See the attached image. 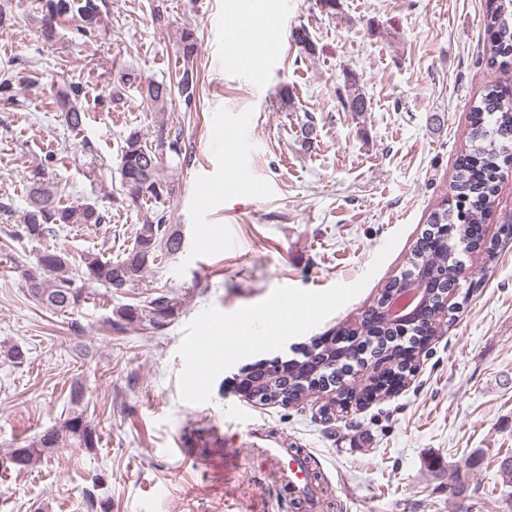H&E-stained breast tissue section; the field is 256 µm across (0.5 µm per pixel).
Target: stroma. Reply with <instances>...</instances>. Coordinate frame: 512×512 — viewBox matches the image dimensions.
<instances>
[{
  "label": "stroma",
  "instance_id": "obj_1",
  "mask_svg": "<svg viewBox=\"0 0 512 512\" xmlns=\"http://www.w3.org/2000/svg\"><path fill=\"white\" fill-rule=\"evenodd\" d=\"M4 2L17 22L0 31V72L14 65L26 106L0 108V241L19 224L37 179L63 202H95L112 217L0 249V344L27 351L22 364L0 363V452L61 423L75 384L100 438L97 448H62L23 472H0V512H85L90 494L111 512H295L301 492L272 480L250 454L251 429L310 456L321 473L311 489L316 512H512V484L499 471L512 455V237L498 235L512 212V169L486 220L499 239L496 258L419 355L409 385L329 422L318 415L325 394L284 406L236 391L245 365L293 357L295 347L357 321L407 268L430 212L452 200L471 104L488 84L512 89V72L486 64L487 0H336L332 12L316 0H270L282 17L270 35L275 48L264 68L234 72L224 55L244 43L225 0H108L109 30L85 42L72 21L44 40L38 0ZM299 26L315 54L295 43ZM185 27L198 38L199 87L195 104L174 99L164 118L187 148L173 193L137 208L113 203L124 137L135 129L156 140L159 120L139 82L182 68L176 37ZM121 69L136 82L95 107ZM33 70L36 85L27 82ZM60 75L83 88L81 129L44 107ZM352 78L366 111L341 104ZM284 92L291 107L280 102ZM238 161L250 175L236 178ZM101 167L110 171L102 181L94 176ZM202 180L212 185L203 205ZM157 206L183 246L158 257L141 282L90 289L64 314L28 294L21 272L43 249L121 258ZM165 291L180 312L163 330L109 327L115 307ZM284 295L315 315L252 349L231 334L207 338V316L261 315ZM196 369L206 393L193 401L186 385ZM475 453L477 465L466 466Z\"/></svg>",
  "mask_w": 512,
  "mask_h": 512
}]
</instances>
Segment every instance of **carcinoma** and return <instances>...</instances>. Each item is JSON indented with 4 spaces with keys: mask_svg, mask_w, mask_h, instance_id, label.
<instances>
[{
    "mask_svg": "<svg viewBox=\"0 0 512 512\" xmlns=\"http://www.w3.org/2000/svg\"><path fill=\"white\" fill-rule=\"evenodd\" d=\"M41 35L49 39L58 27L68 18L78 15L82 24L76 26L79 36L91 39L99 36L107 25L109 10L106 0H39ZM487 30L491 32L486 52L490 65L502 70L512 68V0L509 5L490 9L486 17ZM177 46L185 61L193 59L198 50L193 30L184 28L178 32ZM197 79L192 69L185 67L176 76V82L150 80L142 86L141 97L153 112L162 116L172 101L173 92L183 97L185 105L195 100ZM82 87L73 82L62 81L53 85L49 105L64 113L65 121L74 130L83 126L86 113L81 105ZM0 104L6 108L19 105L12 76L5 71L0 75ZM344 106L351 112L367 111L365 94L356 80L346 86ZM470 132L464 152L455 166L451 190L456 199V210L442 207L429 216L431 224H447L448 246L459 243L469 244L471 225L482 224L494 206L500 189V158L505 145L512 141V105L505 101L502 86H488L481 98L474 102L469 113ZM182 130H172L167 124L160 125L158 143L151 146L143 140L140 132L133 130L125 137L121 146L120 176L122 200L138 207L150 200L156 202L172 193V181L168 171L175 170L173 163L182 156ZM110 220L109 210L100 209L86 202L61 203L55 198L51 188L34 182L28 193L27 206L23 210L21 224L8 234V240L0 245L10 247L12 241H41L64 227L79 228L99 226ZM182 238L165 224L164 216L156 214L145 219L135 233L132 248L123 257L112 261L98 253L87 252L78 262L69 255L54 249L43 250L36 264L23 270L22 278L27 292L46 308L66 313L74 311L86 299L88 289L129 288L140 282L150 264L162 254L173 255L180 251ZM443 276V285L448 291L460 287L466 280L464 269L448 260L445 251H432L423 241H418L409 259V270L423 277L432 269ZM395 280L387 282L376 302L361 320L367 335L361 345L354 348L333 343L311 345L303 354L304 365H315L319 371L311 382L325 380L342 384L349 366H358L388 343L390 333L377 325V315L382 308L389 290L395 287ZM448 311L453 318L458 309L444 306L443 293L431 295L418 323L407 335L409 345H422L425 337L422 331L429 327L442 311ZM179 313L174 297L161 293L145 305H121L113 311L108 325L124 329L127 325L148 323L150 328L160 330ZM304 376L301 370L290 371L288 379H276L265 387L269 399L259 397V401L269 403L298 401L309 390V386L297 382ZM83 391L73 387L71 404L61 427L46 429L37 440L19 448L11 449L0 457L1 470L23 471L41 456L52 453L70 442L81 448H93L98 443V435L85 410L80 408Z\"/></svg>",
    "mask_w": 512,
    "mask_h": 512,
    "instance_id": "1",
    "label": "carcinoma"
}]
</instances>
